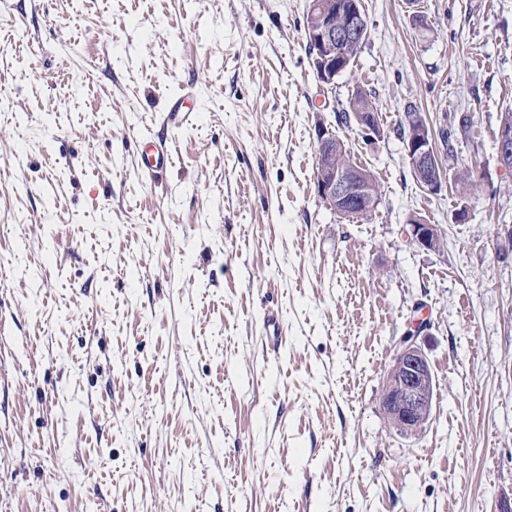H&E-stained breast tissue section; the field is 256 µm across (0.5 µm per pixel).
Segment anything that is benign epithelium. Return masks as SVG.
<instances>
[{
  "instance_id": "7a95c632",
  "label": "benign epithelium",
  "mask_w": 512,
  "mask_h": 512,
  "mask_svg": "<svg viewBox=\"0 0 512 512\" xmlns=\"http://www.w3.org/2000/svg\"><path fill=\"white\" fill-rule=\"evenodd\" d=\"M362 0H351L342 10L324 0H308L305 37L309 63L321 86L335 84L336 77L351 67V48L368 37ZM358 128L377 136L382 133L372 112L351 113ZM406 150L415 179L422 189L438 194L447 184L439 164L431 132L417 116L407 118ZM497 153L502 166L512 168V127L498 128ZM316 186L320 203L342 218L364 217L376 209L378 197L371 190L370 176L354 165L345 144L327 127L317 133L315 154ZM420 246L434 250L441 235L436 225H412ZM436 382L431 365L409 333L399 339L393 363L381 391V406L388 423L411 435L429 422L435 399Z\"/></svg>"
}]
</instances>
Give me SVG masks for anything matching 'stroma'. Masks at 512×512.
Instances as JSON below:
<instances>
[{"mask_svg": "<svg viewBox=\"0 0 512 512\" xmlns=\"http://www.w3.org/2000/svg\"><path fill=\"white\" fill-rule=\"evenodd\" d=\"M307 3L0 0V512L512 502V0H362L369 36L328 90ZM358 87L372 141L336 122ZM185 90L195 119L162 125ZM410 110L437 135L473 119L436 195ZM322 126L377 178L372 217L319 203ZM147 137L171 150L154 180ZM418 320L436 397L403 435L380 394ZM371 93H367L363 88H358L355 96L356 111L349 113L354 123L358 128L369 133V136L382 135V128L380 126V116L375 112L378 117L379 123L376 121L373 110L374 105L371 101ZM406 121V150L414 177L424 191L436 195L447 184V176L439 164L431 132L416 115L407 116ZM412 233L418 244L425 249L434 250L440 246L441 235L434 224H412Z\"/></svg>", "mask_w": 512, "mask_h": 512, "instance_id": "obj_1", "label": "stroma"}]
</instances>
